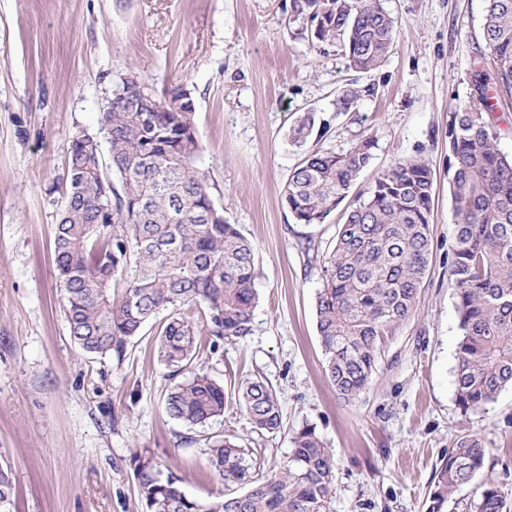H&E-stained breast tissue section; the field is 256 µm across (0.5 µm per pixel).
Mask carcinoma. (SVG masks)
Masks as SVG:
<instances>
[{
    "label": "carcinoma",
    "mask_w": 512,
    "mask_h": 512,
    "mask_svg": "<svg viewBox=\"0 0 512 512\" xmlns=\"http://www.w3.org/2000/svg\"><path fill=\"white\" fill-rule=\"evenodd\" d=\"M484 2L489 54L483 89L448 121L449 271L460 331L455 402L464 413L512 387V155L498 147L488 95L494 92L502 105L512 99V0ZM291 10L314 24L313 41L339 47L350 68L374 70L390 54L394 21L380 0H291ZM129 81H142L131 66L100 113L105 139L82 130L71 140L65 205L53 229L63 312L82 350L121 362L143 326L167 311L156 336L157 357L169 377L183 376L169 389L167 409L203 433L224 416L226 397L224 387L195 363L201 330L184 308L201 310L212 351L221 341L249 335L257 300L254 248L224 220L197 165L202 145L191 93L176 88L167 99H155L154 111L136 112L122 96ZM316 126L327 132L326 123L316 124L307 113L291 129V142L302 145ZM374 147V139L363 136L342 153L308 152L285 190L297 223H325L370 163ZM432 187L426 165L396 162L346 212L322 260L316 328L326 372L344 399L367 389L381 336L416 310L432 253ZM118 281L124 282L119 295L113 290ZM238 401L255 430L281 429L276 391L264 379L244 380ZM205 441L210 467L245 491L204 509L177 479L161 478L145 460L137 468L142 512H329L335 461L314 426L294 432L288 462L266 476L253 471L234 438ZM488 454L483 437H461L441 462L427 512H444L448 496L473 483ZM12 492L10 470L0 465V508ZM473 494L470 512H506L498 485L479 483Z\"/></svg>",
    "instance_id": "1"
}]
</instances>
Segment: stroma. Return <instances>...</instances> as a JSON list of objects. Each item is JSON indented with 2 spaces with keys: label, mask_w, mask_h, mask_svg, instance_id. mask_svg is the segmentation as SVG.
I'll return each instance as SVG.
<instances>
[{
  "label": "stroma",
  "mask_w": 512,
  "mask_h": 512,
  "mask_svg": "<svg viewBox=\"0 0 512 512\" xmlns=\"http://www.w3.org/2000/svg\"><path fill=\"white\" fill-rule=\"evenodd\" d=\"M396 30L381 67H348L338 48L312 44L290 0H0V463L12 469L8 512H141L137 461L209 505L234 485L206 464L204 441L166 409L171 386L155 352L159 319L123 361L72 341L56 279L53 226L64 205L71 139L99 129L126 67L156 96L190 90L216 204L254 247L258 302L248 336L201 348L226 407L212 435L231 434L261 474L287 461L295 428L313 424L335 458L331 512H426L436 470L465 435L490 448L480 481L512 505V388L485 409L455 402L458 342L448 251V115L474 94L487 52L484 0H382ZM358 93L350 108L340 99ZM329 123L294 145L304 112ZM375 140L345 200L401 159L434 178L432 254L415 314L390 329L368 388L339 398L315 320L326 223H297L284 189L306 149L347 151ZM274 386L281 430L255 431L241 411L242 379Z\"/></svg>",
  "instance_id": "stroma-1"
}]
</instances>
